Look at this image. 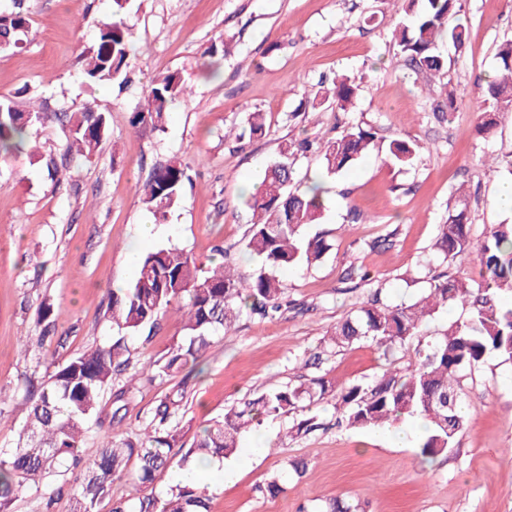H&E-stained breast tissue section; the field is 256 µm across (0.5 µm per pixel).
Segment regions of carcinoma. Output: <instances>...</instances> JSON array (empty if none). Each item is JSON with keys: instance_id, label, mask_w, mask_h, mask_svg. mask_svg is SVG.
Listing matches in <instances>:
<instances>
[{"instance_id": "1", "label": "carcinoma", "mask_w": 512, "mask_h": 512, "mask_svg": "<svg viewBox=\"0 0 512 512\" xmlns=\"http://www.w3.org/2000/svg\"><path fill=\"white\" fill-rule=\"evenodd\" d=\"M129 2L113 0L112 20L101 24L96 44L86 53L82 74L89 85L112 82L122 87L129 81L130 33L122 17ZM404 2L405 20L392 32L398 53L418 72L444 73L448 60L438 42L445 41L458 51L465 46L464 28L451 23L460 11L459 0ZM23 3L13 0L12 11L0 12V45L16 47L27 33L29 18ZM496 56L497 71L485 92L486 119L480 126L484 135L494 130V113L512 103V40L502 42ZM356 91L349 78L340 77L333 81L329 95L342 109ZM187 93L179 73L156 76L132 113L131 128L138 133L163 130L170 104ZM51 120L68 130L60 157L46 160L47 175L56 183L59 173L69 169L73 155L94 156L109 132L105 113L91 105L79 112H53L46 100L36 110L0 101V158L33 152L38 129ZM264 132L263 113L253 112L235 138L251 139ZM378 139V129L361 122L318 143L304 137L281 144L259 192L248 201L252 222L246 248L264 259V265L248 275L227 262L204 275L197 259L175 245L141 256L135 283L112 291L108 302L112 342L66 360L46 379L27 385L18 443L0 448V509L7 508L23 490L51 503L62 490L52 486L53 478L60 476L71 492L72 512H97L98 503L111 496L115 480L132 475L139 485L148 487L168 467L175 448L182 463L222 460L236 450L243 431L286 414L298 416L291 427L297 435L321 429L312 407L328 396L334 400L339 426L392 427L405 415L418 416L426 422L420 444L426 460L453 447L465 425L462 406L467 372L491 356L512 360V304L504 303V298H512V224H490L483 239L473 243L462 189L457 191L448 221L440 225L433 248L450 265L475 260L481 283L474 287L459 272L433 276L420 298L407 305L386 304L377 293L355 315L337 323L329 334L328 348L313 353L303 364L305 369L319 371L333 348L368 342L390 363L382 375L368 384L340 386L322 376L304 378L230 408L222 419L206 425L189 447L179 444V414L191 379L202 372L201 360L213 336L228 331L244 313L264 316L279 309L286 285L277 272L300 264L312 266L329 250L324 237L305 235L325 210L324 189L319 181L294 186L297 160L314 151L320 156L323 174L335 176L376 149ZM416 155L417 145L402 138L391 140L386 149L388 162L394 166L410 165ZM187 179V167L173 157L157 163L149 178L137 186L156 223H165L180 203ZM175 303L182 312L184 335L163 355L140 368L133 366L128 337L153 329ZM445 307H460L465 316L417 348L406 366H393L405 343ZM52 340L42 331L29 334L20 350L35 354ZM176 376L180 380L147 417L144 432L132 435L120 430L142 382ZM106 396L114 406L108 421L98 413ZM91 433L99 448L86 457L82 448ZM209 500L205 489L177 484L164 496L150 492L131 503L116 501L111 512H209Z\"/></svg>"}]
</instances>
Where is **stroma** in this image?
<instances>
[{"label": "stroma", "mask_w": 512, "mask_h": 512, "mask_svg": "<svg viewBox=\"0 0 512 512\" xmlns=\"http://www.w3.org/2000/svg\"><path fill=\"white\" fill-rule=\"evenodd\" d=\"M463 51L442 45L448 71L434 78L414 72L392 42L402 0H131L124 20L131 32L134 83L118 90L86 86L80 57L96 42L112 0H27V41L0 51V100L80 111L94 103L110 131L97 154L73 161L70 179L54 184L42 158L65 142L62 125L39 132L38 157L0 161V448L15 447L27 380H40L86 349L108 345L105 314L114 287L137 278L127 246L138 224L152 221L136 186L154 165L176 157L191 177L184 200L146 251L176 245L203 266L217 247L251 271L259 257L244 251L252 215L245 205L248 172L267 167L290 138L334 137L342 126L365 122L383 141L404 138L418 155L405 167L370 153L325 180L326 209L309 233L333 243L312 267L280 270L287 293L268 317L242 316L235 330L213 338L205 370L193 381L180 419V442L231 406L300 378L302 358L317 352L326 330L359 309L375 290L387 303L413 301L425 272L447 274L433 244L458 188L468 193L473 238L491 224H512L494 196L512 172L490 167L487 156L512 152V105L495 115L492 135H479L483 88L496 67L499 44L512 38V0H460ZM226 44L224 55L205 50ZM220 75H206L210 64ZM175 71L190 86L176 101L163 131L135 133L129 125L150 80ZM348 75L359 90L346 109L322 102L325 81ZM267 115L264 136L225 139L253 112ZM360 220H353V213ZM58 316L62 345L39 360L19 356L18 338L34 330L40 304ZM183 331L169 314L150 336L129 341L144 363L167 351ZM386 362L371 345L340 349L324 367L337 385L369 382ZM468 420L455 445L426 463L417 444L391 445L383 430L334 427L331 403L318 413L323 429L293 436L292 416L241 435L225 458L232 482L211 476V512H319L341 497L359 512H512V361L488 358L468 374L463 397ZM307 465L296 474L292 462ZM277 481L278 494L261 488Z\"/></svg>", "instance_id": "1"}]
</instances>
